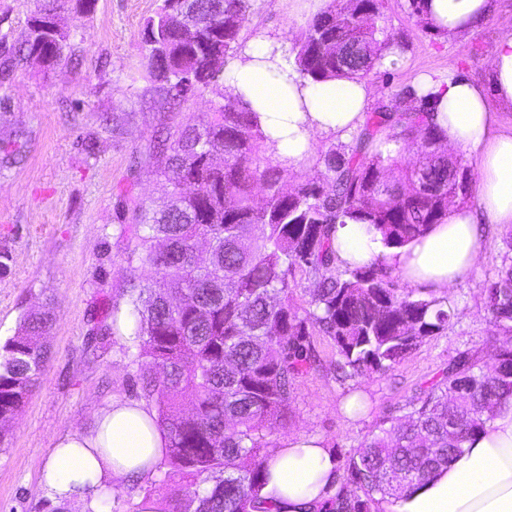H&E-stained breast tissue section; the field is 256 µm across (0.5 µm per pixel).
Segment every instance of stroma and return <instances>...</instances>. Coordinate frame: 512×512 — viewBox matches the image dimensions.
Returning <instances> with one entry per match:
<instances>
[{"label": "stroma", "mask_w": 512, "mask_h": 512, "mask_svg": "<svg viewBox=\"0 0 512 512\" xmlns=\"http://www.w3.org/2000/svg\"><path fill=\"white\" fill-rule=\"evenodd\" d=\"M158 4L92 0L84 18L60 10L58 22L71 32L63 59L50 67L18 65L0 85V153L13 149L17 131L27 133L24 161L0 170V244L12 256L9 272L0 276V344L14 335L25 310L47 306L55 315L42 379L0 442V512H52L41 475L57 439L89 428L95 412L112 400L143 399L129 352L133 316L124 291L129 280H145L151 271L127 263L135 239L121 227L132 224L135 200L159 195L147 161L156 137L221 101L218 88L209 87L179 109L162 110L141 53L143 22ZM252 4L243 36L264 35L287 52L324 8L322 0ZM375 23L404 48L368 77L371 111L423 74L440 78L453 70L486 82L494 44L512 34V0H500L483 26L458 36L426 27L409 0H386ZM511 236L490 231L471 276L448 291L447 328L423 339L388 372L340 378L334 341L311 336L315 360L296 375L292 418L270 436L271 447L293 434L318 435L346 464L460 355L490 364L487 342L498 330L485 309L482 283L512 264ZM357 391L366 397V411L350 419L340 402Z\"/></svg>", "instance_id": "1"}]
</instances>
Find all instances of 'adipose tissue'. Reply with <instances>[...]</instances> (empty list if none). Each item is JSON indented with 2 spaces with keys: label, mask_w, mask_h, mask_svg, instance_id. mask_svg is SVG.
<instances>
[{
  "label": "adipose tissue",
  "mask_w": 512,
  "mask_h": 512,
  "mask_svg": "<svg viewBox=\"0 0 512 512\" xmlns=\"http://www.w3.org/2000/svg\"><path fill=\"white\" fill-rule=\"evenodd\" d=\"M496 0H426L434 31L461 35L487 21ZM490 86L457 72L423 76L414 86L428 107V121L445 144L479 163L476 206H449L442 223L422 238L386 248L364 225L337 226L336 259L344 267L383 260L410 285L435 295L466 280L487 248L486 229L512 226V127L504 128L491 99L512 106V34L493 46ZM232 93L243 94L259 112L277 152L299 164L310 155L314 135L347 138L362 121L372 96L362 81L304 79L281 55L280 46L256 38L230 74ZM168 444L155 411L141 402L115 400L92 425L60 437L42 471L54 504L98 512L101 498L132 480L153 475ZM267 479L257 492L256 512H328L345 490L334 449L317 435L283 440L264 462ZM381 512H512V405L498 410L465 443L448 468L409 496L384 498Z\"/></svg>",
  "instance_id": "obj_1"
}]
</instances>
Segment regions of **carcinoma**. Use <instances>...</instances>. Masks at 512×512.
Listing matches in <instances>:
<instances>
[{
  "mask_svg": "<svg viewBox=\"0 0 512 512\" xmlns=\"http://www.w3.org/2000/svg\"><path fill=\"white\" fill-rule=\"evenodd\" d=\"M87 0H41L24 38L0 74L31 60L59 61L70 32L57 11L85 12ZM385 0H329L293 48L294 69L315 81L367 77L394 38L364 14ZM194 15L182 29L170 13ZM251 0H161L143 24L142 56L160 88L176 89L162 106L218 82L215 66L243 49ZM412 87L368 114L348 149L325 147L310 171L275 156L276 140L241 95L159 136L154 164L162 195L136 204L137 244L127 263L153 276L126 286L135 318L132 345L142 395L155 403L168 446L160 466L187 483L163 512H248L264 477L266 436L288 425L290 383L311 365L309 336L331 337L353 373H385L427 336L448 326L446 300L402 288L380 261L340 270L336 225L361 223L383 246H403L448 214V177L463 158L413 108ZM295 181L285 189L288 178ZM209 257L201 266L197 247ZM307 272V306L293 302L292 275ZM486 309L512 333V264L483 283ZM47 309L25 312L0 346V442L36 388L50 350ZM493 364L463 356L399 423L366 439L350 459L353 486L338 512H369L374 496L401 498L441 468L484 429L488 414L512 402V341L489 340ZM456 426L448 434V424Z\"/></svg>",
  "mask_w": 512,
  "mask_h": 512,
  "instance_id": "obj_1",
  "label": "carcinoma"
}]
</instances>
